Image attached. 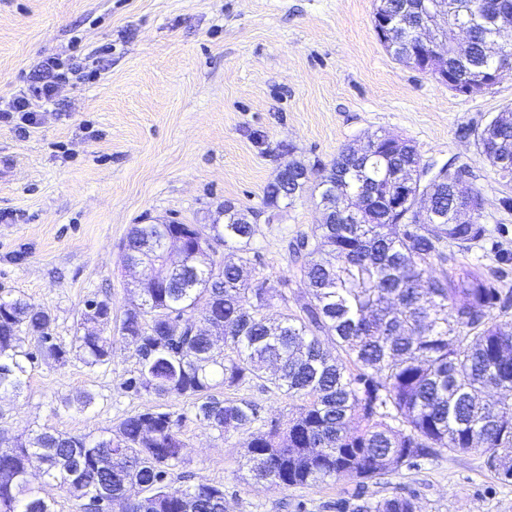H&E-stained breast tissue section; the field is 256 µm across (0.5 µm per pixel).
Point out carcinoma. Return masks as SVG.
Masks as SVG:
<instances>
[{"label": "carcinoma", "mask_w": 512, "mask_h": 512, "mask_svg": "<svg viewBox=\"0 0 512 512\" xmlns=\"http://www.w3.org/2000/svg\"><path fill=\"white\" fill-rule=\"evenodd\" d=\"M440 41L448 73L468 78L478 69L512 59L488 21L486 0H443ZM421 0H379L399 23L398 46L385 45L399 62L417 54ZM470 28L468 49L454 51L456 26ZM492 149L483 160L512 181V106L485 126ZM372 158L343 148L311 186L308 167L280 166L264 190V203L279 206L312 189L319 203L332 199L331 223L317 224L287 244L293 272L308 293L288 296L243 277L256 225L245 210L224 201L222 224H135L123 243L125 261L149 267L133 288L131 306L112 319L106 300H90L75 336L84 362H112L114 337L135 348L137 375L126 381L136 393L160 400L194 401L196 416L227 432L259 420L245 399L220 400L218 385L235 390L255 380L301 400L297 414L272 420L252 435L245 457L251 478L288 489L317 486L337 477L364 482L393 475L441 450L480 452L512 480V289L485 267L448 250L480 240L483 224H458V202L448 177L419 180L414 197L436 188L426 217L386 203L393 176L417 171L425 161L411 141L384 134L368 138ZM180 231L190 275L169 272L157 244ZM236 245L239 263L216 259L217 247ZM278 299L283 310H267ZM54 318L24 295H0V393L18 395L27 385L36 346L58 364L69 351L55 342ZM334 341L336 353L323 346ZM180 417L144 411L125 417L116 430L90 438L40 431L0 438V512H56L30 479V463L44 465L47 481L67 489L77 512H140L129 488L152 501L151 512H224V489L206 481L176 487L170 470L183 460ZM352 512H420L415 497L394 494Z\"/></svg>", "instance_id": "1"}]
</instances>
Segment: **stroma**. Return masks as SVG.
<instances>
[{
    "instance_id": "stroma-1",
    "label": "stroma",
    "mask_w": 512,
    "mask_h": 512,
    "mask_svg": "<svg viewBox=\"0 0 512 512\" xmlns=\"http://www.w3.org/2000/svg\"><path fill=\"white\" fill-rule=\"evenodd\" d=\"M378 0H0V101L23 86L46 56L88 60L89 77L60 90L68 107L38 113L36 125H0V290L23 294L54 318L71 345L88 300L114 315L130 306L131 274L121 244L134 224L223 222L225 201L252 212V282L305 292L292 274L287 240L321 213L310 194L266 207L263 190L295 159L330 164L344 146L397 135L423 158L468 165L486 200L482 239L464 261L512 286V183L484 164L475 141L512 104V71L466 97L395 60L378 40ZM109 365L79 355L60 365L35 358L20 396H0V434L48 429L96 437L125 416L157 405L125 382L137 373L133 347L115 342ZM88 391L79 411L65 399ZM235 397L262 419H287L300 402L250 383ZM181 415L183 461L174 486H223L226 512H351L396 493L421 512H512V481L481 453L442 451L400 474L348 478L286 490L255 484L245 435Z\"/></svg>"
}]
</instances>
